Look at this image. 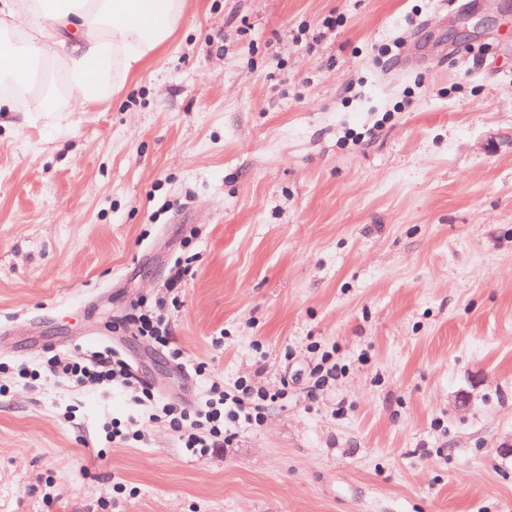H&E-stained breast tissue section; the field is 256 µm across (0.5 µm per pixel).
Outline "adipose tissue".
Wrapping results in <instances>:
<instances>
[{
	"label": "adipose tissue",
	"instance_id": "obj_1",
	"mask_svg": "<svg viewBox=\"0 0 512 512\" xmlns=\"http://www.w3.org/2000/svg\"><path fill=\"white\" fill-rule=\"evenodd\" d=\"M184 0H5L0 112L72 111L106 100L150 60Z\"/></svg>",
	"mask_w": 512,
	"mask_h": 512
}]
</instances>
